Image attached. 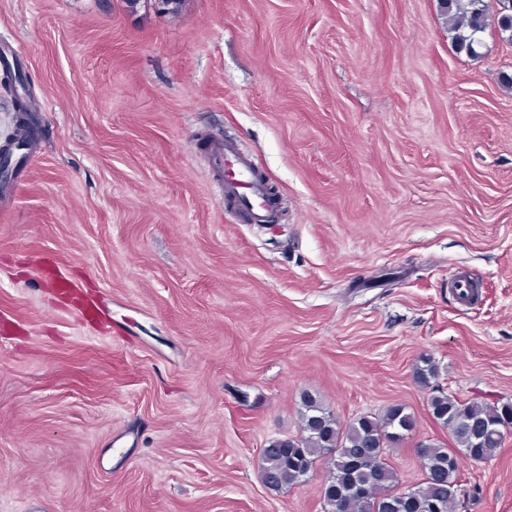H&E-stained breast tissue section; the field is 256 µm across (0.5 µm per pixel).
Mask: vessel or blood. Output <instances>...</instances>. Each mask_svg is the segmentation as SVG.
I'll use <instances>...</instances> for the list:
<instances>
[{"label":"vessel or blood","instance_id":"obj_1","mask_svg":"<svg viewBox=\"0 0 512 512\" xmlns=\"http://www.w3.org/2000/svg\"><path fill=\"white\" fill-rule=\"evenodd\" d=\"M213 160L219 172L221 200L246 223L265 227L281 208V198L258 170L251 156L234 139H224L212 146ZM47 277L59 296L76 301L82 320L103 323L107 314L96 295L83 292L80 285L61 268L48 271Z\"/></svg>","mask_w":512,"mask_h":512}]
</instances>
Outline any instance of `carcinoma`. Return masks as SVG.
Returning <instances> with one entry per match:
<instances>
[{
  "instance_id": "obj_1",
  "label": "carcinoma",
  "mask_w": 512,
  "mask_h": 512,
  "mask_svg": "<svg viewBox=\"0 0 512 512\" xmlns=\"http://www.w3.org/2000/svg\"><path fill=\"white\" fill-rule=\"evenodd\" d=\"M448 33L457 50L470 56L482 46L481 34L489 18L496 19L501 35L512 41V15L504 0H446ZM3 72L10 81L15 112L14 139H30L38 132V118L26 103L27 84L20 63H4ZM438 374L435 363L421 360L414 369L420 385L427 387ZM432 418L448 428L457 447L470 458L487 459L485 449L475 445L473 431L457 425L462 417L473 426L490 429L492 447H501L505 433L512 430V402L501 406L478 401L464 402L444 393L431 397ZM302 433L295 438L275 439L262 449L263 481L272 489L303 482L306 472L318 463L326 465L328 476L321 488L323 512H331V501L342 500V512H453L456 505L458 466L456 455L446 448L431 444L420 455L424 478L414 487L398 489L399 480L388 462L387 448L408 438L416 427L414 415L400 404L392 405L381 415L363 414L346 425L327 411L312 396L303 399ZM336 453H330V449ZM367 448L374 461L360 474L355 473L352 456ZM363 483L364 493L350 492L354 481Z\"/></svg>"
}]
</instances>
